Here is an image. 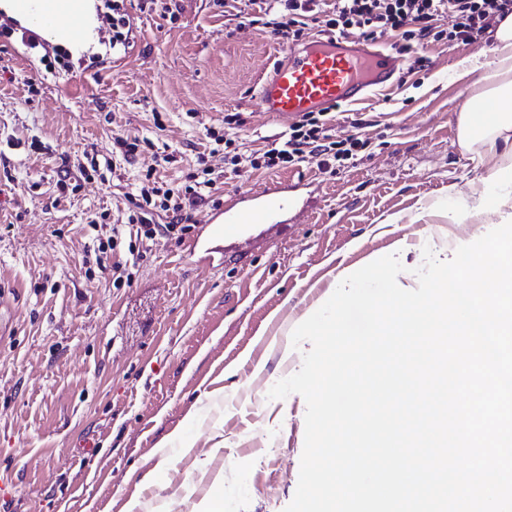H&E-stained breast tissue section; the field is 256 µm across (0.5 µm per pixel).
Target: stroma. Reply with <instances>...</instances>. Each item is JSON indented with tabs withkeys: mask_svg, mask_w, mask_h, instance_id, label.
<instances>
[{
	"mask_svg": "<svg viewBox=\"0 0 512 512\" xmlns=\"http://www.w3.org/2000/svg\"><path fill=\"white\" fill-rule=\"evenodd\" d=\"M134 35L67 72L45 71L42 48L0 34V512H284L299 479L306 402L268 393L302 366L294 329L345 271L388 254L418 286L424 248L441 261L512 221V192L495 179L512 144L472 161L456 116L480 91V48L428 47L429 70L375 91L332 121L334 136L367 120L371 147L355 167L321 174L316 160L237 176L214 134L242 113L244 151L284 123L259 112L263 76L287 54L269 27L239 28L212 0H173L176 20L126 0ZM162 116L164 129L154 118ZM117 138L151 140L131 160ZM177 160L156 166L163 149ZM103 165L76 191L57 181L87 152ZM222 169L218 198L307 176L306 211L224 243V264L186 259L181 243L146 241L129 285L91 256L95 224L128 222L127 193L147 169L179 182L199 160ZM95 437L93 454L81 442Z\"/></svg>",
	"mask_w": 512,
	"mask_h": 512,
	"instance_id": "obj_1",
	"label": "stroma"
}]
</instances>
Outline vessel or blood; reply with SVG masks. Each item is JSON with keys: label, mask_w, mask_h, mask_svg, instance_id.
<instances>
[{"label": "vessel or blood", "mask_w": 512, "mask_h": 512, "mask_svg": "<svg viewBox=\"0 0 512 512\" xmlns=\"http://www.w3.org/2000/svg\"><path fill=\"white\" fill-rule=\"evenodd\" d=\"M37 24L45 29L64 26L78 31L85 17L75 0H35ZM398 60L363 42L345 37H316L302 51H289L260 85V110L285 122L308 112H319L340 103L354 104L370 92L393 84ZM310 182L300 178L274 181L246 190L212 209L198 234L185 244L194 263L211 266L222 260L227 239L246 238L251 226L287 224L299 210L301 193Z\"/></svg>", "instance_id": "obj_1"}]
</instances>
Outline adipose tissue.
Masks as SVG:
<instances>
[{
    "mask_svg": "<svg viewBox=\"0 0 512 512\" xmlns=\"http://www.w3.org/2000/svg\"><path fill=\"white\" fill-rule=\"evenodd\" d=\"M494 38L497 54L488 62L480 79L482 90L457 115L458 144L478 161L483 158L484 146L512 137V14L498 19ZM492 105L498 108L494 120L485 128L476 129L471 114L473 107Z\"/></svg>",
    "mask_w": 512,
    "mask_h": 512,
    "instance_id": "ef3b65f1",
    "label": "adipose tissue"
}]
</instances>
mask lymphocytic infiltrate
Listing matches in <instances>:
<instances>
[{"label": "lymphocytic infiltrate", "instance_id": "1", "mask_svg": "<svg viewBox=\"0 0 512 512\" xmlns=\"http://www.w3.org/2000/svg\"><path fill=\"white\" fill-rule=\"evenodd\" d=\"M241 25L264 23L271 27L279 45L290 46L312 32L364 39L391 38V47L407 61L408 74L425 70L428 59L423 48L438 43L480 47L493 22L512 13V0H246ZM244 119L241 113L224 116V163L245 176L256 171L296 166L314 158L322 173L355 166L359 154L370 147V139L352 133L333 138L326 113L310 112L292 123L284 140L243 153L235 136ZM218 173L208 166L187 173L175 184L157 181L146 173L127 200L129 223L137 227V238L165 235L184 239L192 229L190 208L213 201ZM166 223H156L158 214Z\"/></svg>", "mask_w": 512, "mask_h": 512}]
</instances>
